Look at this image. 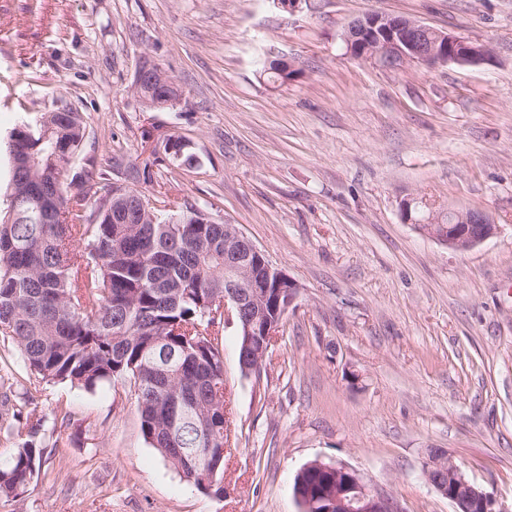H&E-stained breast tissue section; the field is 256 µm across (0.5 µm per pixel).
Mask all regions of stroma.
<instances>
[{"mask_svg": "<svg viewBox=\"0 0 512 512\" xmlns=\"http://www.w3.org/2000/svg\"><path fill=\"white\" fill-rule=\"evenodd\" d=\"M371 12L492 58L353 59L342 34ZM144 60L181 102L145 107ZM66 103L86 127L74 192H164L238 225L300 296L259 373L240 372L236 323L220 329V497L145 441L129 381L44 383L0 338V462L27 440L43 450L22 507L0 512H299L294 479L315 459L356 469L401 512H453L421 473L433 448L512 512V0H0V141ZM172 136L198 166L136 176L142 143ZM407 207L478 208L501 230L456 251Z\"/></svg>", "mask_w": 512, "mask_h": 512, "instance_id": "1", "label": "stroma"}]
</instances>
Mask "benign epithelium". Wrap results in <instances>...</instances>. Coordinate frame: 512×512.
I'll list each match as a JSON object with an SVG mask.
<instances>
[{"label": "benign epithelium", "mask_w": 512, "mask_h": 512, "mask_svg": "<svg viewBox=\"0 0 512 512\" xmlns=\"http://www.w3.org/2000/svg\"><path fill=\"white\" fill-rule=\"evenodd\" d=\"M342 39L348 54L356 60H374L390 69L411 64L435 66L454 62L478 65L491 59L490 49L481 43L451 35L402 15L368 13L352 20ZM134 91L149 107L170 106L183 97L176 84L158 96L144 94L141 81ZM132 193L126 187L112 188V223L128 220L126 204ZM422 234L458 251L469 250L493 237L499 225L481 209L450 210L415 220ZM224 259L233 267V277L224 289V316H240L237 326L244 337L239 364L245 375L260 371L264 347L257 336H275L280 324L299 297L300 286L275 268L265 254L234 224L224 225ZM316 468L328 473L313 494L296 495L301 512L324 499V512H400L393 499L378 494L355 469L343 463L311 461L303 469ZM425 481L448 498L454 512H504L494 492L469 481L460 466L443 449L430 451L422 465Z\"/></svg>", "instance_id": "1"}]
</instances>
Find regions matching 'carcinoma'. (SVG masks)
Segmentation results:
<instances>
[{"label": "carcinoma", "instance_id": "carcinoma-1", "mask_svg": "<svg viewBox=\"0 0 512 512\" xmlns=\"http://www.w3.org/2000/svg\"><path fill=\"white\" fill-rule=\"evenodd\" d=\"M78 112H45L9 138L30 137L32 165L13 181L0 223V336L45 382L93 389L130 379L145 440L185 481L224 493V361L212 300L224 295V225L161 224L175 202L133 191L131 223L114 224L90 191L67 195L65 165L85 139ZM57 181L48 224L40 186ZM193 448L207 461L177 458ZM43 452L22 443L0 466V499L22 503Z\"/></svg>", "mask_w": 512, "mask_h": 512}]
</instances>
